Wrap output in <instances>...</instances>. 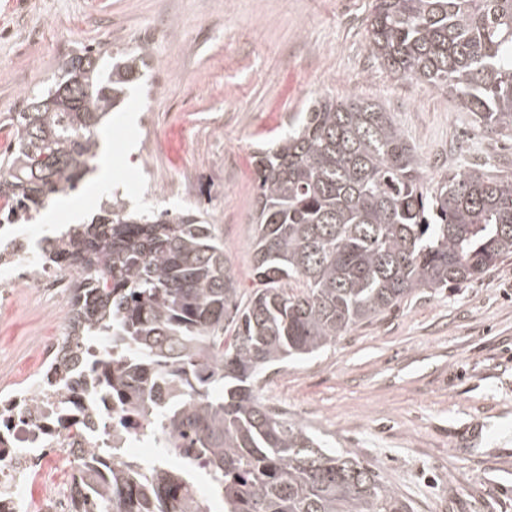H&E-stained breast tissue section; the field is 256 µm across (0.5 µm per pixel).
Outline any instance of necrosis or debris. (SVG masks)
Returning a JSON list of instances; mask_svg holds the SVG:
<instances>
[{
  "instance_id": "necrosis-or-debris-1",
  "label": "necrosis or debris",
  "mask_w": 512,
  "mask_h": 512,
  "mask_svg": "<svg viewBox=\"0 0 512 512\" xmlns=\"http://www.w3.org/2000/svg\"><path fill=\"white\" fill-rule=\"evenodd\" d=\"M46 236L42 224H15L0 233V307L11 305L17 292L53 305L68 303L82 275L73 265H42ZM70 336L38 343V368L23 378L0 377V512H72L65 489L41 482L48 457L69 461V451L92 454L111 448L113 461L137 460L143 475L162 462L176 461L173 449L156 451L147 436L150 417L129 411L100 392L89 369L69 363ZM40 496H32L33 485Z\"/></svg>"
}]
</instances>
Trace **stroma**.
<instances>
[{"label": "stroma", "instance_id": "stroma-1", "mask_svg": "<svg viewBox=\"0 0 512 512\" xmlns=\"http://www.w3.org/2000/svg\"><path fill=\"white\" fill-rule=\"evenodd\" d=\"M372 0H0V153L27 93L84 45L148 48L146 84L104 123L112 194L131 207H195L215 224L242 294L256 288L253 155L319 97L392 112L435 184L471 163L512 169V139L370 52ZM54 312L0 309L14 375L57 336ZM331 449L378 470L406 512H512V260L458 288L417 291L318 355L263 373Z\"/></svg>", "mask_w": 512, "mask_h": 512}]
</instances>
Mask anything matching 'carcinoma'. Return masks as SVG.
Here are the masks:
<instances>
[{"instance_id":"obj_1","label":"carcinoma","mask_w":512,"mask_h":512,"mask_svg":"<svg viewBox=\"0 0 512 512\" xmlns=\"http://www.w3.org/2000/svg\"><path fill=\"white\" fill-rule=\"evenodd\" d=\"M371 52L390 72L445 91L477 124L512 134V0H373ZM148 50L85 46L29 92L0 159L1 224L76 190L98 157L102 120L146 76ZM253 270L239 299L215 225L201 211L144 214L103 200L42 250L78 264L75 336L120 357L92 369L112 397L157 418L197 495L161 465L76 454L73 512H406L381 475L268 408V369L317 355L421 288L459 287L512 258V175L441 176L429 187L392 113L318 99L255 155Z\"/></svg>"}]
</instances>
